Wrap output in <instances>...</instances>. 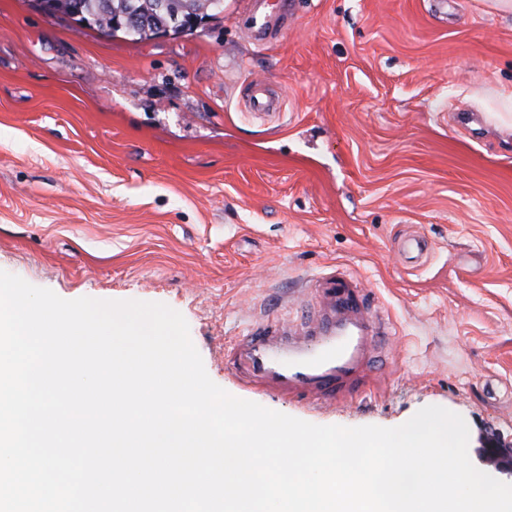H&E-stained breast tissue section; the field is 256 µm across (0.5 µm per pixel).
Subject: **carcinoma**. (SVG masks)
Here are the masks:
<instances>
[{
	"mask_svg": "<svg viewBox=\"0 0 512 512\" xmlns=\"http://www.w3.org/2000/svg\"><path fill=\"white\" fill-rule=\"evenodd\" d=\"M43 12L67 17L100 33L146 40L224 11V0H43Z\"/></svg>",
	"mask_w": 512,
	"mask_h": 512,
	"instance_id": "obj_1",
	"label": "carcinoma"
}]
</instances>
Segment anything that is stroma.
<instances>
[{
    "mask_svg": "<svg viewBox=\"0 0 512 512\" xmlns=\"http://www.w3.org/2000/svg\"><path fill=\"white\" fill-rule=\"evenodd\" d=\"M412 230L429 243L415 269L395 249ZM335 267L397 333L373 394L318 407L241 387L225 340L301 316L299 288ZM0 270L166 304L217 385L316 425L441 406L470 448L512 439V10L224 0L194 32L134 42L0 0Z\"/></svg>",
    "mask_w": 512,
    "mask_h": 512,
    "instance_id": "stroma-1",
    "label": "stroma"
}]
</instances>
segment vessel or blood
Returning a JSON list of instances; mask_svg holds the SVG:
<instances>
[{
  "label": "vessel or blood",
  "instance_id": "b4317fda",
  "mask_svg": "<svg viewBox=\"0 0 512 512\" xmlns=\"http://www.w3.org/2000/svg\"><path fill=\"white\" fill-rule=\"evenodd\" d=\"M298 320L261 319L224 345V366L244 386L310 405L353 400L387 366L395 330L359 279L336 270L309 281Z\"/></svg>",
  "mask_w": 512,
  "mask_h": 512
}]
</instances>
